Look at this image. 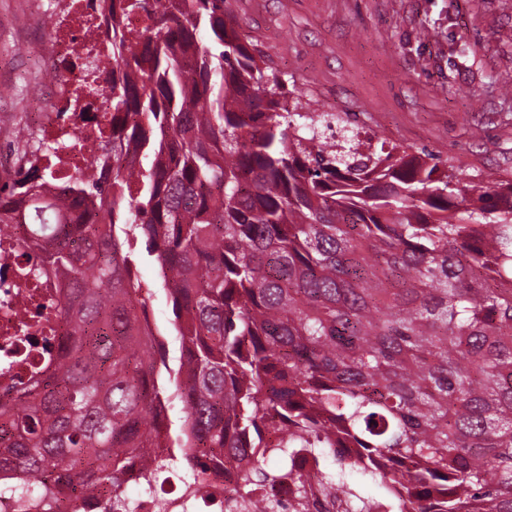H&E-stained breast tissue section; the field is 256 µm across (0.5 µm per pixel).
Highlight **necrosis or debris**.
Instances as JSON below:
<instances>
[{
  "instance_id": "necrosis-or-debris-1",
  "label": "necrosis or debris",
  "mask_w": 512,
  "mask_h": 512,
  "mask_svg": "<svg viewBox=\"0 0 512 512\" xmlns=\"http://www.w3.org/2000/svg\"><path fill=\"white\" fill-rule=\"evenodd\" d=\"M48 27L50 47L42 57L45 70L74 54L82 63L77 73L81 79L114 67L106 48L111 35L100 16H93L88 26L74 22L65 29L52 21ZM109 121V114L92 96L84 107L70 112L52 102L28 127L57 142L58 168L65 172L89 167L106 139ZM38 253L23 226L0 233V393L39 382L61 357L63 325L54 306L61 290L54 278L34 272ZM137 505V512H224V495L202 497L182 485L165 499L146 496Z\"/></svg>"
}]
</instances>
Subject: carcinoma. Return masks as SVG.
Returning <instances> with one entry per match:
<instances>
[{
  "instance_id": "obj_1",
  "label": "carcinoma",
  "mask_w": 512,
  "mask_h": 512,
  "mask_svg": "<svg viewBox=\"0 0 512 512\" xmlns=\"http://www.w3.org/2000/svg\"><path fill=\"white\" fill-rule=\"evenodd\" d=\"M226 3L109 0L116 67L65 95L108 101L95 163L48 196L57 144L32 136L0 180V231L44 238L66 327L52 375L0 407L16 473L0 492L54 512L90 488L124 496L135 462L149 483L172 462L204 490L224 478L233 512H283L264 490L285 476L288 512H371L332 476L309 500L291 461L325 448L385 479L399 512H512V180L362 152L341 118L328 140ZM129 14L148 25L125 31ZM138 238L176 369L135 283ZM134 249L137 256V278L144 285V288H151L152 296L149 300L150 318L155 325L167 336V349L171 367H177V357L179 356V341L170 324L172 318L171 305L167 299L165 291L162 289L161 282L157 276V268L154 257L148 255L144 241L134 243Z\"/></svg>"
}]
</instances>
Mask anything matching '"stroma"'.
<instances>
[{"instance_id":"35a3bbf8","label":"stroma","mask_w":512,"mask_h":512,"mask_svg":"<svg viewBox=\"0 0 512 512\" xmlns=\"http://www.w3.org/2000/svg\"><path fill=\"white\" fill-rule=\"evenodd\" d=\"M245 40L264 56L300 112L346 116L373 147L426 151L463 177L512 179V0H230ZM29 0H0V117L23 111L42 80L19 53L40 39ZM469 50L466 62L449 54ZM137 277L152 291L150 318L165 333L170 359L179 341L171 305L145 242L134 245ZM321 469L380 512L395 503L380 478Z\"/></svg>"}]
</instances>
